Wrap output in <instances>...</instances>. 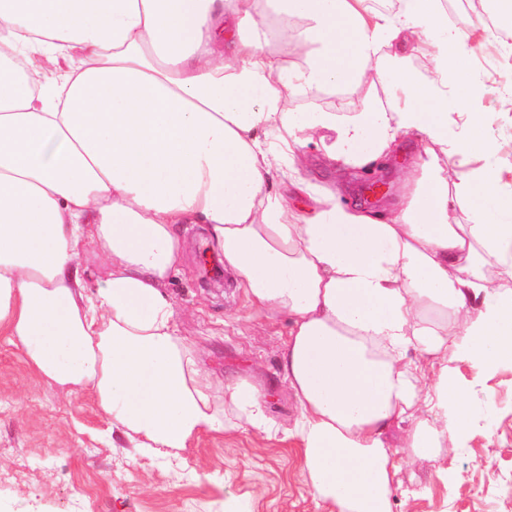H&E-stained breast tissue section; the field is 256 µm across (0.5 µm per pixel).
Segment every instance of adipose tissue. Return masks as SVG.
I'll list each match as a JSON object with an SVG mask.
<instances>
[{
	"instance_id": "ef3b65f1",
	"label": "adipose tissue",
	"mask_w": 512,
	"mask_h": 512,
	"mask_svg": "<svg viewBox=\"0 0 512 512\" xmlns=\"http://www.w3.org/2000/svg\"><path fill=\"white\" fill-rule=\"evenodd\" d=\"M274 32L289 54L267 50ZM471 38L441 0H0V333L49 382L91 393L136 452L244 424L299 442L331 512H391L401 466L474 426L454 362L512 363V185L472 96ZM371 68L389 107L292 109ZM325 130L350 168L414 134L466 170L423 152L396 212L357 213L301 175ZM279 174L312 210L272 191ZM464 202L469 223H451ZM185 224L207 225L256 311L288 315L290 423L259 382L219 396L181 337L166 286ZM91 249L106 266L92 290Z\"/></svg>"
}]
</instances>
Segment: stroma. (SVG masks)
I'll return each instance as SVG.
<instances>
[{"label": "stroma", "mask_w": 512, "mask_h": 512, "mask_svg": "<svg viewBox=\"0 0 512 512\" xmlns=\"http://www.w3.org/2000/svg\"><path fill=\"white\" fill-rule=\"evenodd\" d=\"M496 16L490 0H466L448 21L478 25L471 69L487 86L478 110L496 143L502 178L512 183V113L500 101L512 90V55L489 24ZM366 94L389 101L387 83L377 80L301 98L294 106L343 116L351 100ZM419 146L415 138L402 139L370 174L383 184L372 199L364 190L370 175L323 166L322 147L310 150L312 168L349 203L386 212L395 207L403 173ZM207 243L203 227L188 233L182 263L168 284L181 333L225 382L260 373L271 414L291 420L296 410L279 369L288 319H264L240 287L203 282L199 255ZM454 368L476 392L470 439L462 448L445 442L435 458L402 466L392 512H512V367L485 373L458 361ZM0 512H329V507L312 498L297 440L280 436L260 448L241 428L198 434L180 450L134 454L126 439H111L110 423L92 395L48 384L0 335Z\"/></svg>", "instance_id": "stroma-1"}]
</instances>
